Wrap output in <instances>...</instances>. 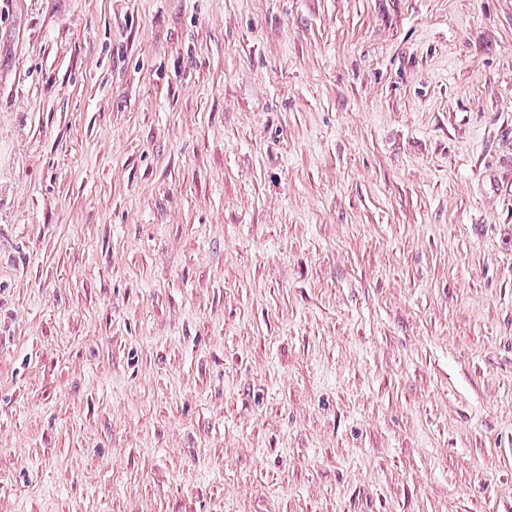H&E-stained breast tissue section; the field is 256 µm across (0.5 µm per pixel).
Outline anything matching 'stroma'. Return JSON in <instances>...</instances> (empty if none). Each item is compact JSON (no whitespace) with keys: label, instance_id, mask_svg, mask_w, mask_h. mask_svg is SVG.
<instances>
[{"label":"stroma","instance_id":"35a3bbf8","mask_svg":"<svg viewBox=\"0 0 512 512\" xmlns=\"http://www.w3.org/2000/svg\"><path fill=\"white\" fill-rule=\"evenodd\" d=\"M0 512H512V0H0Z\"/></svg>","mask_w":512,"mask_h":512}]
</instances>
